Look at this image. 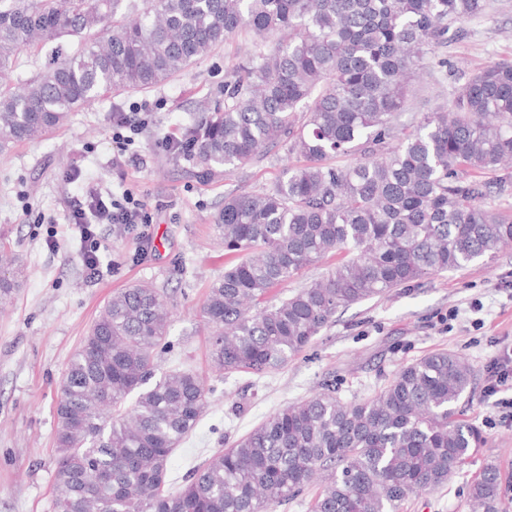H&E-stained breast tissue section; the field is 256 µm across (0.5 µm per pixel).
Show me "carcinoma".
Segmentation results:
<instances>
[{
	"label": "carcinoma",
	"instance_id": "carcinoma-1",
	"mask_svg": "<svg viewBox=\"0 0 512 512\" xmlns=\"http://www.w3.org/2000/svg\"><path fill=\"white\" fill-rule=\"evenodd\" d=\"M486 0H0V72L66 36L49 70L0 89V152L40 139L107 92L169 81L243 30L258 39L201 101L183 152L212 179L278 147L302 159L273 187L224 198L215 228L236 262L208 289L209 354L226 373L292 361L341 308L512 245V214L484 204L512 178V59L466 78L449 107L410 132L395 120L424 49L457 38ZM359 156L351 164L337 159ZM334 255L327 274L278 301L270 292ZM0 275V303L21 284ZM167 296L113 293L71 356L56 406L51 512H276L322 479L310 512H400L484 447L456 404L472 366L449 351L402 367L379 393L346 402L326 385L288 405L167 487L173 450L207 404L200 377L153 380ZM470 512H503L502 475L472 481Z\"/></svg>",
	"mask_w": 512,
	"mask_h": 512
}]
</instances>
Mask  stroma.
Segmentation results:
<instances>
[{
  "mask_svg": "<svg viewBox=\"0 0 512 512\" xmlns=\"http://www.w3.org/2000/svg\"><path fill=\"white\" fill-rule=\"evenodd\" d=\"M466 19L464 37L425 53L398 127L449 105L452 73L471 74L512 59V0H487ZM242 33L178 78L144 92L116 93L79 109L48 137L0 152V242L25 269L21 288L0 310V512H50L56 405L67 362L112 293L134 282L163 291L173 316L159 352L160 370L200 374L207 406L192 433L172 453L168 485L178 488L193 467L230 447L277 410L335 385L345 401L386 387L403 366L446 350L463 356L474 373L458 409L478 426L486 444L435 492L413 498L403 512H469L468 492L486 463L503 475L502 500L512 512V423L501 418L496 397L485 392V368L512 348V247L467 269L432 274L337 313L313 345L288 365L261 377L217 371L209 357L210 330L201 307L210 283L230 261L215 230L229 194L270 188L297 162L285 149L214 180L196 175L190 160L176 159L158 143L176 135L206 96H220L224 74L252 46ZM447 58L440 70L439 58ZM138 107L149 124L137 145L143 164L112 165V115ZM144 196L153 248L141 252L136 236L99 226L101 274L89 278L80 244L67 227L70 201L88 182ZM56 239L48 248L47 239Z\"/></svg>",
  "mask_w": 512,
  "mask_h": 512,
  "instance_id": "1",
  "label": "stroma"
}]
</instances>
